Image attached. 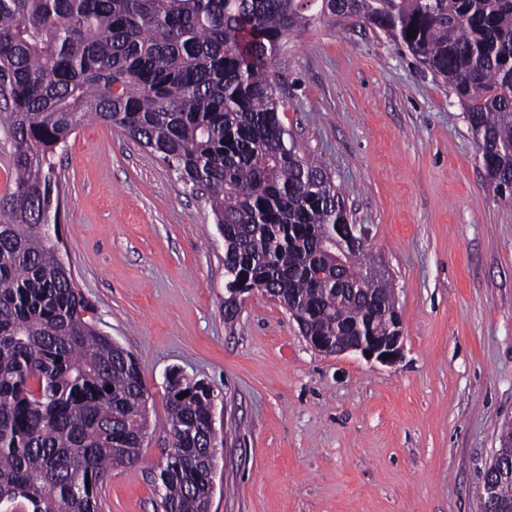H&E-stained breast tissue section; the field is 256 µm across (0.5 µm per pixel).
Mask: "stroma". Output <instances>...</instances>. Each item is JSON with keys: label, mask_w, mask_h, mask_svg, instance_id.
Returning a JSON list of instances; mask_svg holds the SVG:
<instances>
[{"label": "stroma", "mask_w": 512, "mask_h": 512, "mask_svg": "<svg viewBox=\"0 0 512 512\" xmlns=\"http://www.w3.org/2000/svg\"><path fill=\"white\" fill-rule=\"evenodd\" d=\"M270 75L301 155L370 232L400 356L319 353L258 292L226 319L224 239L200 192L120 129L85 122L55 156L59 249L151 393L141 461L108 474L102 512H162L173 368L216 395L210 512H478L512 423V203L450 85L369 27L291 34Z\"/></svg>", "instance_id": "1"}]
</instances>
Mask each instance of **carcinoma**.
Masks as SVG:
<instances>
[{
	"instance_id": "cac0c4a2",
	"label": "carcinoma",
	"mask_w": 512,
	"mask_h": 512,
	"mask_svg": "<svg viewBox=\"0 0 512 512\" xmlns=\"http://www.w3.org/2000/svg\"><path fill=\"white\" fill-rule=\"evenodd\" d=\"M338 19L452 86L496 193L512 200V0H0L13 144L0 195V512H100L99 484L139 461L148 425L138 363L97 327L58 249L51 156L86 120L205 191L224 236L227 318L233 293L254 289L300 312L304 336L386 333L391 287L363 248L343 245L355 237L345 204L288 142L269 71L290 34ZM165 398L163 508L206 512L216 395L183 377ZM497 501L512 512V477Z\"/></svg>"
}]
</instances>
